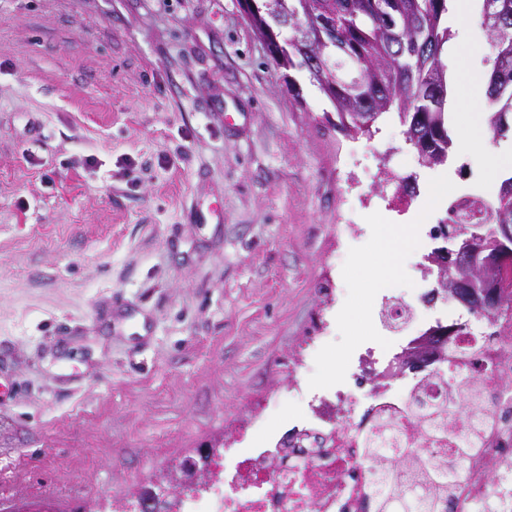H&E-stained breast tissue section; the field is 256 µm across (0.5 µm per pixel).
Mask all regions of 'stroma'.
I'll use <instances>...</instances> for the list:
<instances>
[{"mask_svg": "<svg viewBox=\"0 0 512 512\" xmlns=\"http://www.w3.org/2000/svg\"><path fill=\"white\" fill-rule=\"evenodd\" d=\"M451 31L455 96L493 52ZM336 121L237 0H0V512H109L215 436L266 445L393 344L384 296L435 280L449 199L502 179L422 165L396 115ZM403 225L373 287L356 262Z\"/></svg>", "mask_w": 512, "mask_h": 512, "instance_id": "35a3bbf8", "label": "stroma"}]
</instances>
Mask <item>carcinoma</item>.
I'll use <instances>...</instances> for the list:
<instances>
[{
	"mask_svg": "<svg viewBox=\"0 0 512 512\" xmlns=\"http://www.w3.org/2000/svg\"><path fill=\"white\" fill-rule=\"evenodd\" d=\"M450 0H277L276 16L266 10L251 13L249 26L262 40L279 38L288 56L271 57L285 70L300 69L332 104L336 128L364 133L363 114L372 121L397 111L406 141L415 150L427 145L437 153L434 164L448 158L453 139L445 108L426 102L435 87L449 92L448 67L443 57L452 39L448 28ZM510 11L498 23L485 27L494 50L487 76L486 98L491 110L486 121L495 135L509 131L502 112L512 113V0H497ZM493 224L503 223L502 212L512 210V196H498L488 205ZM450 216L438 226L441 233L466 237L473 228L454 223ZM427 481L437 488L447 484V470L430 462ZM389 512H447L446 501L435 493L419 502L397 495L383 504Z\"/></svg>",
	"mask_w": 512,
	"mask_h": 512,
	"instance_id": "obj_1",
	"label": "carcinoma"
}]
</instances>
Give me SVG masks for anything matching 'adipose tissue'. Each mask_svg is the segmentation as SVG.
<instances>
[{
  "instance_id": "1",
  "label": "adipose tissue",
  "mask_w": 512,
  "mask_h": 512,
  "mask_svg": "<svg viewBox=\"0 0 512 512\" xmlns=\"http://www.w3.org/2000/svg\"><path fill=\"white\" fill-rule=\"evenodd\" d=\"M485 90V82L478 76H471L465 92L455 101L456 111L465 116L459 127L458 147L462 153L483 161L490 169L495 170L499 168L500 162L490 147L489 135L474 109L475 103L484 98Z\"/></svg>"
}]
</instances>
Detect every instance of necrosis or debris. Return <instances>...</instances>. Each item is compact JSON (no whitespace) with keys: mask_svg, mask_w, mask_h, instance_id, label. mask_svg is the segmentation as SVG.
I'll list each match as a JSON object with an SVG mask.
<instances>
[{"mask_svg":"<svg viewBox=\"0 0 512 512\" xmlns=\"http://www.w3.org/2000/svg\"><path fill=\"white\" fill-rule=\"evenodd\" d=\"M439 296L385 300L393 320L427 318ZM414 336H423L416 327ZM478 344L469 362L445 373L439 355L402 383L398 354L366 352L350 384L309 405L310 424L293 426L271 448H236L212 461L205 486L162 497L157 512H382L384 495L421 485L424 459L447 467L448 512H512V326L497 335L471 327L442 337V349ZM448 408V437H429L425 413ZM490 422L474 452L459 457L475 421Z\"/></svg>","mask_w":512,"mask_h":512,"instance_id":"1","label":"necrosis or debris"}]
</instances>
